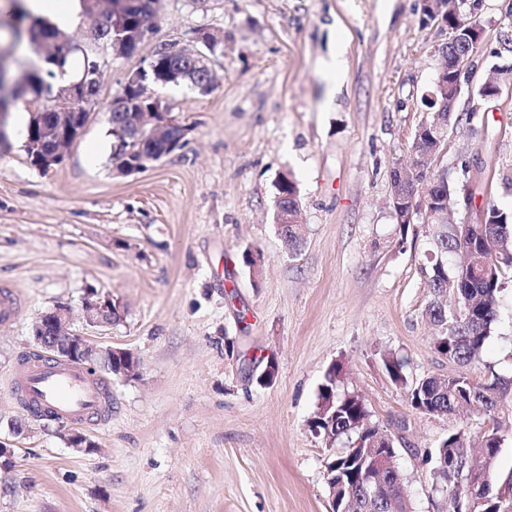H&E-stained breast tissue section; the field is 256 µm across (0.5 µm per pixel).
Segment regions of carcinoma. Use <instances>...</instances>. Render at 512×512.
Wrapping results in <instances>:
<instances>
[{"mask_svg":"<svg viewBox=\"0 0 512 512\" xmlns=\"http://www.w3.org/2000/svg\"><path fill=\"white\" fill-rule=\"evenodd\" d=\"M131 7L126 15L115 21H99L94 30L97 39L110 43L121 35L130 23H148V30L156 31L153 17L149 16L143 0H130ZM28 13L18 15L17 35H25L32 46L57 41L63 32L43 19H33L27 27L22 24ZM448 58H454L466 50L474 51L481 42V28L477 21L463 15L448 20ZM159 73L176 69L184 72L190 63L167 53L165 44L158 45ZM56 68L44 60L33 66L24 81L9 88L10 98L0 96V125L6 126L9 100L24 99L30 103L53 94L56 84ZM436 141L430 132L414 137L410 146L411 164L407 166L414 182L427 179L428 171L418 166L423 154L434 150ZM163 146L150 140L125 143L124 151L131 158L150 163L154 154ZM439 188L435 197L426 202L428 207L439 206L442 199L456 192L455 186L443 173L438 178ZM298 207V188L294 178H285L278 185L276 208L291 211ZM486 224H432L428 232L430 249L425 254L423 274L431 290V301L425 310L430 322L440 332L432 338L435 353L461 367L463 370L448 377L427 376L416 382H409L405 373L406 359L390 353L382 358L384 368L392 382L403 390L410 406L421 414L461 418L476 414L484 417L481 436L482 467L490 471L493 490L503 488L512 491V472L506 476L496 473V465L504 440L500 429H512V378L495 372L482 382L474 381L468 370L479 360L496 319L498 296L505 288L507 270L512 268V214L499 209L488 200L484 205ZM278 231L294 249L302 238L298 224H280ZM470 252L473 261H461L448 269V258ZM342 368L333 366L324 376L320 389V404L309 421L312 433L323 437L328 444L340 439L347 446L336 454V467L346 475L347 489L354 501L351 512H391L397 504L401 512H413L412 506L402 489L400 474L384 473L370 480L361 477L355 466L347 463V457L357 448H394L395 438L391 432L372 421L371 412L362 394L356 390L341 391L339 382ZM469 431L460 424L448 432L436 446L434 466L431 470L432 483L442 488L441 495L448 503L468 502V485L458 480L455 472L448 470V458L455 464L465 466V452Z\"/></svg>","mask_w":512,"mask_h":512,"instance_id":"cac0c4a2","label":"carcinoma"}]
</instances>
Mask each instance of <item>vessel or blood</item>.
Here are the masks:
<instances>
[{
	"label": "vessel or blood",
	"instance_id": "b4317fda",
	"mask_svg": "<svg viewBox=\"0 0 512 512\" xmlns=\"http://www.w3.org/2000/svg\"><path fill=\"white\" fill-rule=\"evenodd\" d=\"M13 385L28 405L69 422L104 421L112 404L110 391L85 368L55 359L26 361Z\"/></svg>",
	"mask_w": 512,
	"mask_h": 512
}]
</instances>
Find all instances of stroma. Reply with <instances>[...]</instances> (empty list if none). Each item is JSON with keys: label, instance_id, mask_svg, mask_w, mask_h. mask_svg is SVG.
Instances as JSON below:
<instances>
[{"label": "stroma", "instance_id": "35a3bbf8", "mask_svg": "<svg viewBox=\"0 0 512 512\" xmlns=\"http://www.w3.org/2000/svg\"><path fill=\"white\" fill-rule=\"evenodd\" d=\"M422 0H158L155 34L130 56L68 33L98 55L101 88L62 164L32 167L19 140L0 153V288L21 307L0 325V440L16 450L0 476V512H328L326 465L344 448L308 426L326 371L365 398L399 435L397 467L415 512H445L428 460L456 420L418 413L382 357H406L416 381L456 372L432 349L422 272L425 215L402 229L391 169L409 160L421 100L448 35L420 22ZM463 14L483 39L461 76L456 113L434 170L458 193L448 219L478 224L485 201L512 212V0ZM221 34L215 89L152 92L184 126V146L132 176L112 171L108 121L126 74L158 44ZM342 49L346 74L323 62ZM505 75L491 100L477 92ZM297 182L303 242L289 249L274 219L276 184ZM260 252L250 271L245 250ZM122 306L108 327L84 319L90 289ZM101 346L133 352L132 379L107 378L108 420L75 427L36 416L11 391L34 351L39 318L58 305ZM277 374L259 385L267 359ZM512 376V282L474 379ZM81 429L95 451L68 447Z\"/></svg>", "mask_w": 512, "mask_h": 512}]
</instances>
